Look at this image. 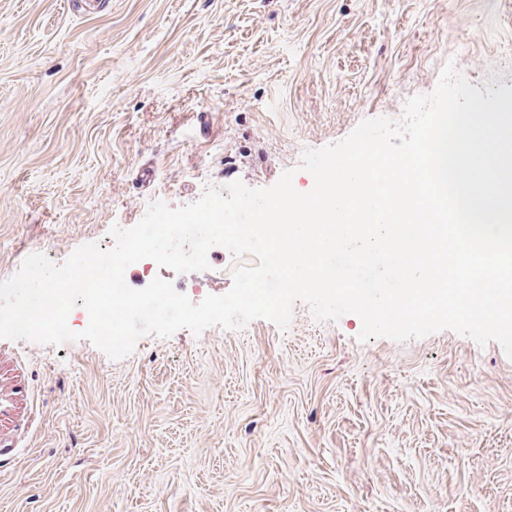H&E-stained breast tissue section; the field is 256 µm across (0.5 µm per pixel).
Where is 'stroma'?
<instances>
[{
	"label": "stroma",
	"instance_id": "1",
	"mask_svg": "<svg viewBox=\"0 0 512 512\" xmlns=\"http://www.w3.org/2000/svg\"><path fill=\"white\" fill-rule=\"evenodd\" d=\"M467 44L459 55L458 44ZM454 64L512 87V0H0V281L200 187L275 184ZM165 280L227 293L255 256ZM361 320L182 329L110 360L0 339V512H512V358Z\"/></svg>",
	"mask_w": 512,
	"mask_h": 512
}]
</instances>
